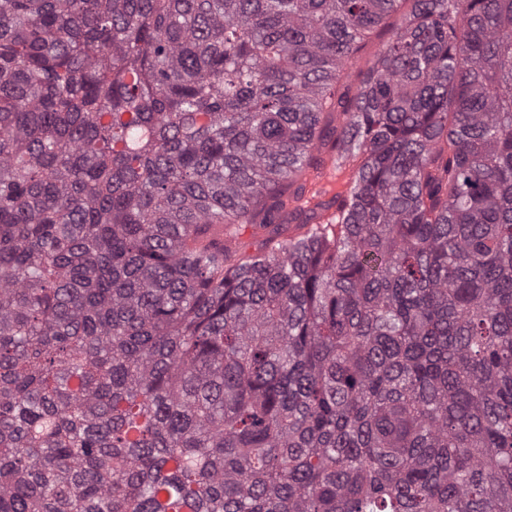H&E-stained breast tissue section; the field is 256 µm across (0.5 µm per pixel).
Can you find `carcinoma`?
I'll return each mask as SVG.
<instances>
[{"mask_svg":"<svg viewBox=\"0 0 512 512\" xmlns=\"http://www.w3.org/2000/svg\"><path fill=\"white\" fill-rule=\"evenodd\" d=\"M0 512H512V0H0Z\"/></svg>","mask_w":512,"mask_h":512,"instance_id":"cac0c4a2","label":"carcinoma"}]
</instances>
